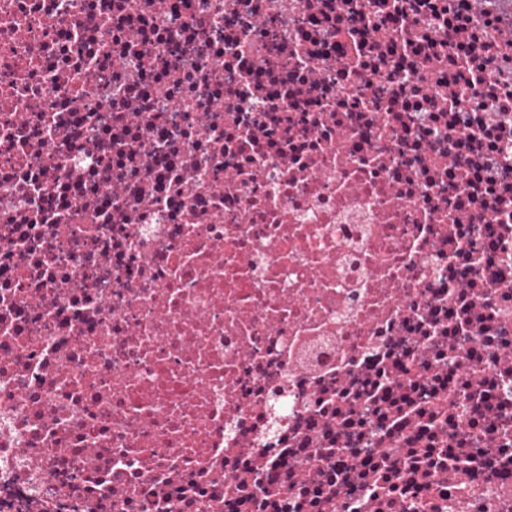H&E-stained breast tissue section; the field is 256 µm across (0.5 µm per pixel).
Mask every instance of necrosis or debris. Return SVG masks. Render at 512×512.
I'll return each mask as SVG.
<instances>
[{"label":"necrosis or debris","instance_id":"1","mask_svg":"<svg viewBox=\"0 0 512 512\" xmlns=\"http://www.w3.org/2000/svg\"><path fill=\"white\" fill-rule=\"evenodd\" d=\"M511 25L0 0V512H512Z\"/></svg>","mask_w":512,"mask_h":512}]
</instances>
